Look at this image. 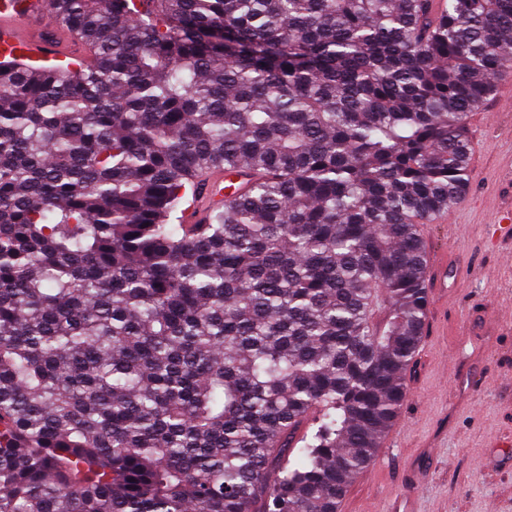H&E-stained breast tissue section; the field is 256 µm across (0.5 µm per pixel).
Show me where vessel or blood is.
Instances as JSON below:
<instances>
[{
    "label": "vessel or blood",
    "mask_w": 512,
    "mask_h": 512,
    "mask_svg": "<svg viewBox=\"0 0 512 512\" xmlns=\"http://www.w3.org/2000/svg\"><path fill=\"white\" fill-rule=\"evenodd\" d=\"M48 0H0V59H28L34 62H67L79 67L86 53L67 48L59 32L49 29ZM239 180L223 171L209 175L198 199L185 210L189 223H202L208 210L224 205L226 193L235 192Z\"/></svg>",
    "instance_id": "b4317fda"
}]
</instances>
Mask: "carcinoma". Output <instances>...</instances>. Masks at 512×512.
<instances>
[{"mask_svg": "<svg viewBox=\"0 0 512 512\" xmlns=\"http://www.w3.org/2000/svg\"><path fill=\"white\" fill-rule=\"evenodd\" d=\"M137 2L50 0L79 68L0 60V512H339L512 0ZM239 183L240 178H236L235 176H228L224 178V169L211 173L207 178L203 189L197 190L189 201V205L184 211L187 221L191 224H202L206 214L210 210L224 207V199L227 197V195L224 194V190H227L228 195L233 192L235 193L236 187ZM196 195L206 201L204 211H201L199 208Z\"/></svg>", "mask_w": 512, "mask_h": 512, "instance_id": "cac0c4a2", "label": "carcinoma"}]
</instances>
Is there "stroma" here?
<instances>
[{
	"label": "stroma",
	"mask_w": 512,
	"mask_h": 512,
	"mask_svg": "<svg viewBox=\"0 0 512 512\" xmlns=\"http://www.w3.org/2000/svg\"><path fill=\"white\" fill-rule=\"evenodd\" d=\"M467 118L477 162L447 222L425 224L431 256L459 266L449 290L427 293L430 328L407 378L405 402L375 468L359 474L345 512H512V236L489 239L512 206V90Z\"/></svg>",
	"instance_id": "stroma-1"
}]
</instances>
